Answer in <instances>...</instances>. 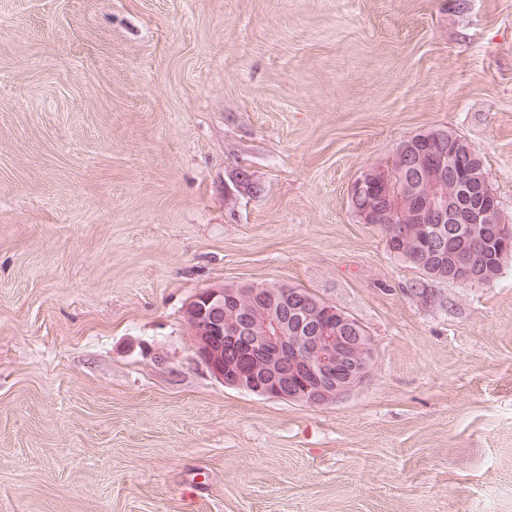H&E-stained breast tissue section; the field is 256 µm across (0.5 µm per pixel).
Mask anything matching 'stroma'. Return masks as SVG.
Wrapping results in <instances>:
<instances>
[{"mask_svg": "<svg viewBox=\"0 0 512 512\" xmlns=\"http://www.w3.org/2000/svg\"><path fill=\"white\" fill-rule=\"evenodd\" d=\"M438 128L512 218V0H0V512H512V256L429 280L348 199ZM227 284L370 377L224 387L182 311Z\"/></svg>", "mask_w": 512, "mask_h": 512, "instance_id": "35a3bbf8", "label": "stroma"}]
</instances>
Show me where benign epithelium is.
Masks as SVG:
<instances>
[{
	"label": "benign epithelium",
	"mask_w": 512,
	"mask_h": 512,
	"mask_svg": "<svg viewBox=\"0 0 512 512\" xmlns=\"http://www.w3.org/2000/svg\"><path fill=\"white\" fill-rule=\"evenodd\" d=\"M447 143L454 149L443 150ZM465 153L469 146L446 128L414 135L388 163L365 167L348 198L360 223L377 224L379 196L395 183L405 187L421 231L416 254L426 261L450 253L448 279L466 285L477 283L475 251L444 225L479 231L481 245L502 260L512 254V220L482 178L467 183L462 201L448 196L443 183ZM183 318L210 375L257 395L327 406L360 388L374 367V341L358 321L333 303L299 300L297 290L207 288L186 304Z\"/></svg>",
	"instance_id": "obj_1"
}]
</instances>
